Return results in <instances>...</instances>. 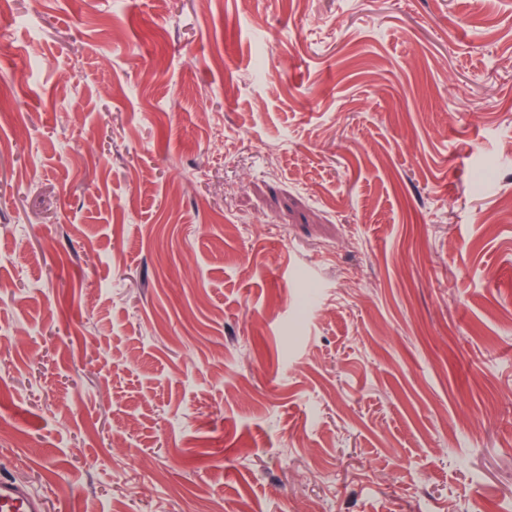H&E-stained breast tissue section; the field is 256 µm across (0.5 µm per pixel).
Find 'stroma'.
<instances>
[{"label":"stroma","instance_id":"1","mask_svg":"<svg viewBox=\"0 0 512 512\" xmlns=\"http://www.w3.org/2000/svg\"><path fill=\"white\" fill-rule=\"evenodd\" d=\"M1 475L512 512V0H12Z\"/></svg>","mask_w":512,"mask_h":512}]
</instances>
